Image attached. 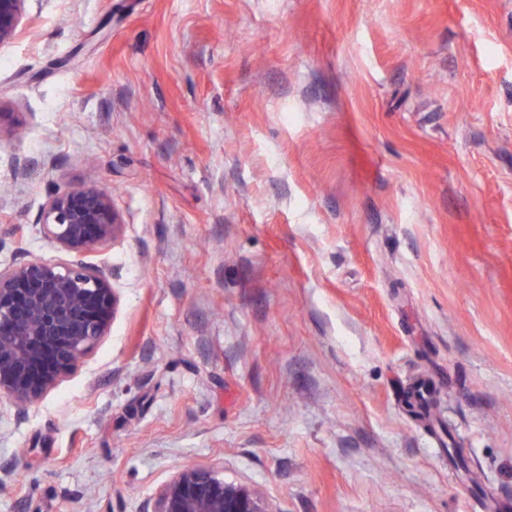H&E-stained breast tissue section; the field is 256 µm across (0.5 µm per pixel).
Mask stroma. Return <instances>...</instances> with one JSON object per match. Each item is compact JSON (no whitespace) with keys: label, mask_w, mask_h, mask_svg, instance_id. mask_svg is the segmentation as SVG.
Here are the masks:
<instances>
[{"label":"stroma","mask_w":512,"mask_h":512,"mask_svg":"<svg viewBox=\"0 0 512 512\" xmlns=\"http://www.w3.org/2000/svg\"><path fill=\"white\" fill-rule=\"evenodd\" d=\"M0 110L1 267L73 261L56 191L123 222L107 336L0 417V512L181 465L272 512L512 499V0H28Z\"/></svg>","instance_id":"35a3bbf8"}]
</instances>
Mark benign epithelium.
Instances as JSON below:
<instances>
[{"instance_id": "obj_1", "label": "benign epithelium", "mask_w": 512, "mask_h": 512, "mask_svg": "<svg viewBox=\"0 0 512 512\" xmlns=\"http://www.w3.org/2000/svg\"><path fill=\"white\" fill-rule=\"evenodd\" d=\"M27 0H0V45L19 33ZM44 235L77 256L71 263L23 260L0 268V399L21 420L103 336L118 305L96 249L122 222L108 191L80 187L52 194L40 213ZM143 512H272L252 488L215 470L182 466Z\"/></svg>"}]
</instances>
